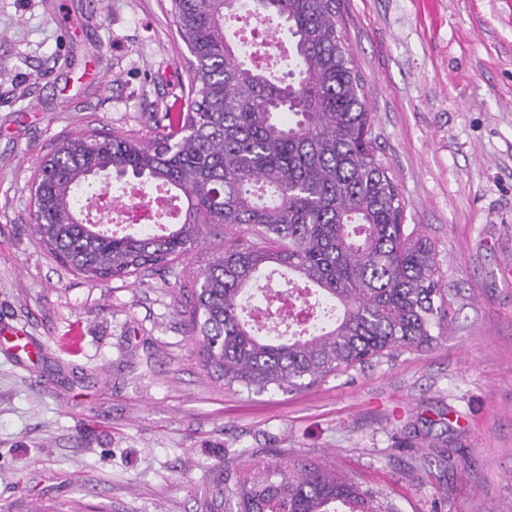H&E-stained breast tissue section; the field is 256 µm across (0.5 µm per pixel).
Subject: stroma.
<instances>
[{"instance_id":"35a3bbf8","label":"stroma","mask_w":512,"mask_h":512,"mask_svg":"<svg viewBox=\"0 0 512 512\" xmlns=\"http://www.w3.org/2000/svg\"><path fill=\"white\" fill-rule=\"evenodd\" d=\"M407 224L452 299L441 340L301 392L203 370L179 290L238 227L162 274L93 284L40 244L37 159L180 112L189 53L170 0H0V512H222L255 459L313 462L399 512H512V10L504 0H340ZM448 450L452 470L431 465Z\"/></svg>"}]
</instances>
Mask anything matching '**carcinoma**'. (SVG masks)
Masks as SVG:
<instances>
[{"label": "carcinoma", "instance_id": "1", "mask_svg": "<svg viewBox=\"0 0 512 512\" xmlns=\"http://www.w3.org/2000/svg\"><path fill=\"white\" fill-rule=\"evenodd\" d=\"M288 33L298 80L241 60L224 20L241 11ZM339 0H172L190 51L186 110L155 119L144 140L99 132L64 138L31 182L41 244L91 283L164 271L203 231L244 226L250 238L214 255L180 289L207 374L261 394L295 393L407 350L428 349L448 326L451 302L435 248L404 224L405 202L372 137L361 78L338 19ZM126 176L185 200L162 231L102 230L79 219L98 173ZM285 269L341 308L309 333L258 335L251 290ZM212 496L228 512H399L379 491L316 464L261 460L224 469Z\"/></svg>", "mask_w": 512, "mask_h": 512}]
</instances>
